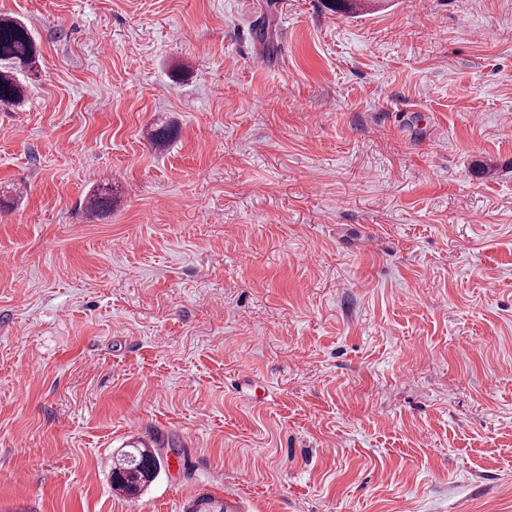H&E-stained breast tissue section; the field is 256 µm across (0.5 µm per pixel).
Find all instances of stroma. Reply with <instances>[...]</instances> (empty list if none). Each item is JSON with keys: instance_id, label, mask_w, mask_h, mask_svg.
I'll list each match as a JSON object with an SVG mask.
<instances>
[{"instance_id": "obj_1", "label": "stroma", "mask_w": 512, "mask_h": 512, "mask_svg": "<svg viewBox=\"0 0 512 512\" xmlns=\"http://www.w3.org/2000/svg\"><path fill=\"white\" fill-rule=\"evenodd\" d=\"M368 2L0 0V512H512V0ZM38 47L22 20L0 15V107H17L27 96L26 78L34 71ZM115 199L112 196V186L103 184L94 189L86 198L87 210L92 214L100 210H112ZM124 451L117 459L112 471V487L126 496L138 494L151 483L163 466L161 458L150 448H132ZM228 512L224 499L216 496L208 487L199 489L192 497L180 503V512Z\"/></svg>"}]
</instances>
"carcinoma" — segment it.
<instances>
[{
  "instance_id": "cac0c4a2",
  "label": "carcinoma",
  "mask_w": 512,
  "mask_h": 512,
  "mask_svg": "<svg viewBox=\"0 0 512 512\" xmlns=\"http://www.w3.org/2000/svg\"><path fill=\"white\" fill-rule=\"evenodd\" d=\"M38 47L22 20L0 15V107H17L27 96L26 78L33 71ZM115 199L112 186L103 184L86 198L87 210H110ZM163 466V458L150 448H135L120 454L112 471V487L126 496L138 494L152 482Z\"/></svg>"
}]
</instances>
